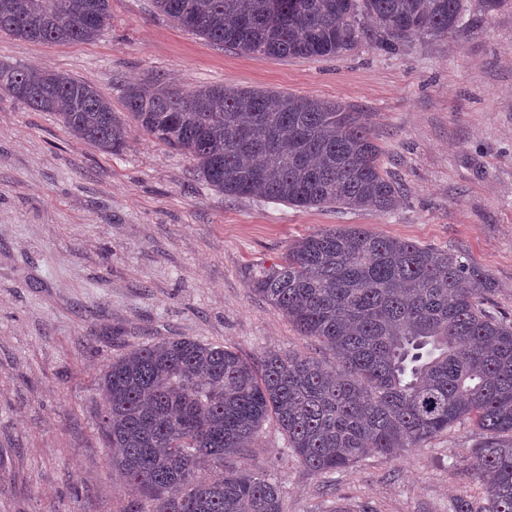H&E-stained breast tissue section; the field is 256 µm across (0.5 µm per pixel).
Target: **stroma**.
Instances as JSON below:
<instances>
[{
  "instance_id": "stroma-1",
  "label": "stroma",
  "mask_w": 512,
  "mask_h": 512,
  "mask_svg": "<svg viewBox=\"0 0 512 512\" xmlns=\"http://www.w3.org/2000/svg\"><path fill=\"white\" fill-rule=\"evenodd\" d=\"M465 5L457 38L364 41L335 58L243 55L177 27L152 0H111L91 41L0 33V62L90 83L117 112L125 88L145 81L341 103L366 113L384 170L404 187L388 212L227 198L138 129L112 155L0 92V512H123L97 431L99 384L138 344L186 336L254 360L320 355L249 286L307 235L362 226L462 253L512 318V0ZM482 438L467 422L400 458L316 476L269 420L235 465L276 479L284 512H451L456 499L483 500L471 471Z\"/></svg>"
}]
</instances>
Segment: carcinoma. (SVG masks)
Instances as JSON below:
<instances>
[{"mask_svg": "<svg viewBox=\"0 0 512 512\" xmlns=\"http://www.w3.org/2000/svg\"><path fill=\"white\" fill-rule=\"evenodd\" d=\"M153 5L215 45L265 57H336L364 39L394 49L416 33L452 38L464 20L463 0ZM109 18L110 0H0V32L31 42L90 40ZM0 91L103 152L125 146L127 121L88 83L0 63ZM124 106L227 198L384 212L402 197L365 113L338 102L144 84L126 88ZM250 287L332 360L268 351L254 362L190 337L112 360L99 428L124 512H283L277 481L225 466L270 418L315 475L369 453L395 459L471 419L486 433L473 449L485 503L461 498L453 512H512V320L487 302V273L459 252L349 227L301 238Z\"/></svg>", "mask_w": 512, "mask_h": 512, "instance_id": "cac0c4a2", "label": "carcinoma"}]
</instances>
